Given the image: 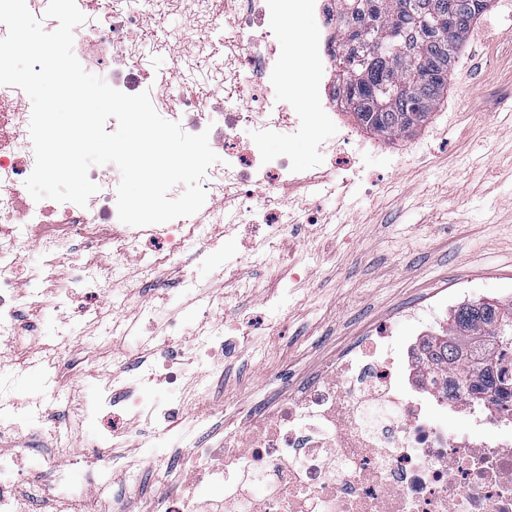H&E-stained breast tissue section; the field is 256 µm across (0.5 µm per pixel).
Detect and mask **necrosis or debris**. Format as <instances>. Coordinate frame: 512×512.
Listing matches in <instances>:
<instances>
[{
  "label": "necrosis or debris",
  "mask_w": 512,
  "mask_h": 512,
  "mask_svg": "<svg viewBox=\"0 0 512 512\" xmlns=\"http://www.w3.org/2000/svg\"><path fill=\"white\" fill-rule=\"evenodd\" d=\"M153 2L157 14L173 7L196 19L170 32L164 42L173 63L170 77L151 80L139 40L143 15L124 8L122 0H113L75 55L83 68L110 69L112 87L122 92L148 89L155 110L186 132H208L210 142L224 152V166L207 171L204 184L212 198L232 208L198 212L176 224L129 226L118 219L114 177L105 170L90 171L99 191L87 206L34 200L24 186L35 166L30 115L17 104L21 89L0 86V436L10 437L0 446V512L28 510L18 492L27 471L22 431L41 429L54 444L38 463L52 478L41 490L43 497L63 503L67 512H97L113 473H124L132 484L139 479L114 453L128 425L138 422L152 428L154 439L184 441L192 465L193 479L187 482L163 457L148 459L165 488L162 512H512V410L444 395L429 371L414 362L409 365L414 388L397 385L387 323L374 327L343 356L326 360L306 387L255 412L215 447L196 439L211 412L201 379L216 366V353L243 349L240 340L224 338L227 305L221 300L200 305V328L190 341L172 332L153 337L156 364L139 366L122 410L114 408L115 379L108 372L121 358L114 351L103 362L106 374L87 391L51 388L49 398L65 405L63 422L45 426L39 408L15 398L14 371L56 366L54 354L18 351L24 334L21 298H28L46 321L63 307H75L82 318L92 307L120 309L132 299L140 317L155 325L162 304L117 288L92 254L110 250L116 267L139 262L141 281L150 284L188 247L206 243L212 227L238 224L248 236L275 240L267 256L279 262L280 249L293 238L296 225L287 207L268 206L267 192L282 185L299 188L337 170L336 146L314 143L308 175L297 171L287 153L271 147L281 127L305 136L315 123L336 116L335 88L321 94L313 90L319 71L336 67L333 0H318L323 15L319 68L302 61L289 66L284 95L272 94L265 84L277 61L265 18L280 13L295 19L307 0ZM228 23L236 34L222 68L216 69L210 62L213 39ZM200 79L224 83L223 96L201 100L192 88ZM306 98L314 101V111H298ZM244 129L249 139L241 138ZM31 249L40 254V267H25ZM64 255L72 274L59 292L49 286L50 272ZM158 380L168 385L162 398L150 395ZM442 408L466 413L470 432H448L436 420ZM70 421H97L106 429L75 448L67 434ZM75 470L90 476L91 488L73 489Z\"/></svg>",
  "instance_id": "1"
}]
</instances>
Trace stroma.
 <instances>
[{
    "mask_svg": "<svg viewBox=\"0 0 512 512\" xmlns=\"http://www.w3.org/2000/svg\"><path fill=\"white\" fill-rule=\"evenodd\" d=\"M266 26L277 55L292 60L297 30L318 32L319 21L311 8L297 23L275 16ZM314 138L337 144L355 174L347 186L334 175L293 194L302 205L317 200L322 218L319 227L299 229L297 252L285 258L299 278L285 276L284 268L240 263L260 291L285 289L284 305L261 306L225 284L230 244L202 259L183 253L156 287L185 336L198 326L184 306L186 272L200 295L226 296L229 323H246L254 339V351L224 358L206 374L202 390L215 413L201 443L222 441L260 406L302 387L323 358L342 353L379 322L392 321L394 349L404 353L416 329L393 322V313L428 304L438 289L453 293L457 306L512 298V38L498 40L475 62L459 56L447 96L408 137H377L340 111L312 138H282L275 147L305 171ZM148 444V436L136 432L121 450L140 470L137 488H126L122 474L112 477L109 492L123 497L129 512L150 510L160 492L145 466Z\"/></svg>",
    "mask_w": 512,
    "mask_h": 512,
    "instance_id": "stroma-1",
    "label": "stroma"
}]
</instances>
